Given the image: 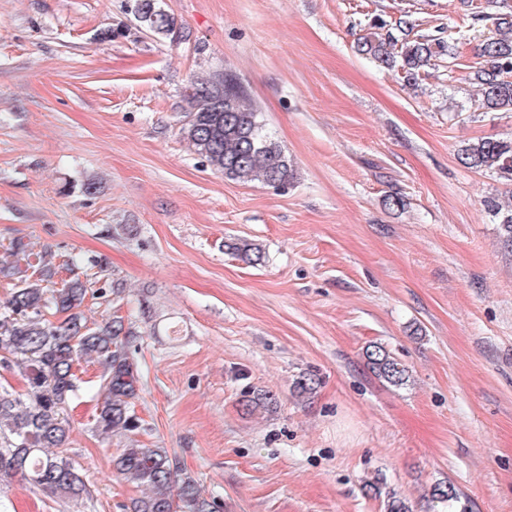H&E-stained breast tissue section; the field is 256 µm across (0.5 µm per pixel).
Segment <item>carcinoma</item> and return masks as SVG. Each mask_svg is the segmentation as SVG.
I'll list each match as a JSON object with an SVG mask.
<instances>
[{
  "label": "carcinoma",
  "instance_id": "obj_1",
  "mask_svg": "<svg viewBox=\"0 0 512 512\" xmlns=\"http://www.w3.org/2000/svg\"><path fill=\"white\" fill-rule=\"evenodd\" d=\"M136 20L161 35L175 32V19L161 9L158 0H136ZM398 34L376 33L360 38L359 54L379 64L399 69L402 79L414 86L441 57L455 58V38L448 40L414 36V23L407 17L396 24ZM484 65L469 73L478 87V107L512 112V12L499 15L491 34L479 45ZM192 111L182 129L193 150L204 157L224 178L237 182L262 181L284 187L293 169L282 148L265 132L257 107L237 77L227 73L216 82L192 86ZM459 161L467 168L491 172L512 181V139H481L461 149ZM484 206L498 219L505 244L512 246V206L494 198ZM243 261L258 264L260 247L246 241L228 244ZM14 261L0 259V275L18 276L19 285L4 302L0 316V368L19 371L24 391L0 383V480L19 476L51 496L78 497L86 485L68 457L63 455L70 435L67 407L77 391L74 366L81 359L98 362L104 370L103 401L96 430L106 439L115 433L133 435L139 418L132 406L139 376L129 361L127 347L135 331L121 317L89 324L82 310L89 280L75 274L62 287L47 288L56 275L43 260L30 261L28 246L11 244ZM37 273L35 279L21 275L19 261ZM52 310L64 316L59 323L45 318ZM367 363L381 379L394 387L404 385L408 372L384 348L366 351ZM115 473L145 493L133 512H215L197 481L178 474L176 458L163 448H142L130 440L112 460ZM457 499L453 486L436 484L428 509L436 512Z\"/></svg>",
  "mask_w": 512,
  "mask_h": 512
}]
</instances>
